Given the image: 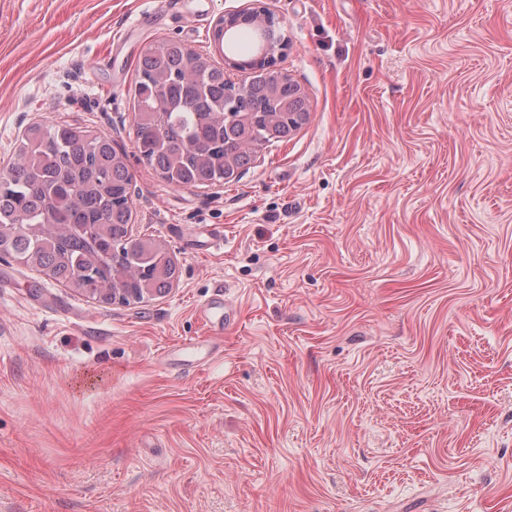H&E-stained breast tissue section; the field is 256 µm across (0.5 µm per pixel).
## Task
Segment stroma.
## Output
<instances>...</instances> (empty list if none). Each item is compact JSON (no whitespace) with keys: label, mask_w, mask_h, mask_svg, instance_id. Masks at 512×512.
<instances>
[{"label":"stroma","mask_w":512,"mask_h":512,"mask_svg":"<svg viewBox=\"0 0 512 512\" xmlns=\"http://www.w3.org/2000/svg\"><path fill=\"white\" fill-rule=\"evenodd\" d=\"M247 3L0 0V169L34 121L111 136L178 271L126 305L0 264V512H512V0H261L310 120L170 186L137 61H222Z\"/></svg>","instance_id":"stroma-1"}]
</instances>
